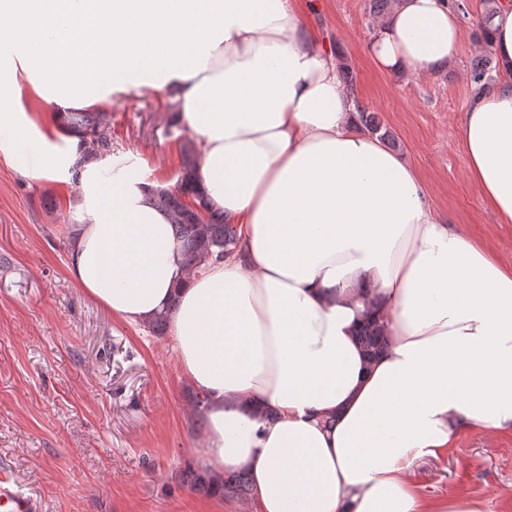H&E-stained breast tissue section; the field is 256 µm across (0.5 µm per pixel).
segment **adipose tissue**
Listing matches in <instances>:
<instances>
[{
    "label": "adipose tissue",
    "mask_w": 512,
    "mask_h": 512,
    "mask_svg": "<svg viewBox=\"0 0 512 512\" xmlns=\"http://www.w3.org/2000/svg\"><path fill=\"white\" fill-rule=\"evenodd\" d=\"M499 77L460 125L471 181L512 223V0L481 30ZM449 0H397L367 54L415 79L452 64ZM340 53L302 0H0V160L77 180L68 272L146 326L171 310L207 397L203 466L248 474L257 512H480L406 477L462 428L512 431V271L429 208L415 170L357 124ZM175 91L199 184L239 253L188 272L163 181L138 157L86 161L65 111ZM383 323L368 359L356 331Z\"/></svg>",
    "instance_id": "ef3b65f1"
}]
</instances>
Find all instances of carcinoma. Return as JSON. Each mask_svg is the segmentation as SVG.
<instances>
[{"label": "carcinoma", "mask_w": 512, "mask_h": 512, "mask_svg": "<svg viewBox=\"0 0 512 512\" xmlns=\"http://www.w3.org/2000/svg\"><path fill=\"white\" fill-rule=\"evenodd\" d=\"M493 71V57L486 53L472 60L470 80L483 88ZM358 119L362 126L390 139L389 131L382 130L374 113L357 106ZM109 120L102 112H72L68 115L67 126L83 134L88 149L95 154H104L112 149V140L108 135ZM183 162L175 186L159 190L156 203L167 211L174 224L175 234L182 241L184 262L188 269L196 270L212 257L223 258L238 250L239 239L234 224L224 221V212L208 208L204 196L195 192L197 184L198 151L194 141L188 139L182 147ZM192 196L198 202L193 207L185 202ZM359 339L366 352L374 357L384 348L386 334L384 325L378 322H365L359 330ZM182 485L201 490L210 487L200 472L191 466L179 473ZM225 496L242 498L253 495V487L246 474L229 471L219 479Z\"/></svg>", "instance_id": "obj_1"}]
</instances>
